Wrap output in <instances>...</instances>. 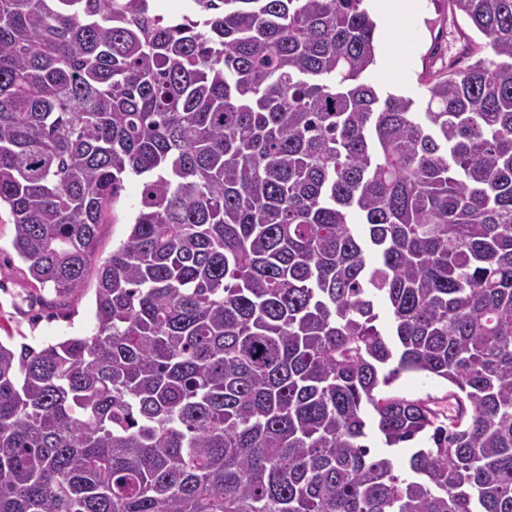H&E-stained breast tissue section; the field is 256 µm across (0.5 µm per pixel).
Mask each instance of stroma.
<instances>
[{"instance_id":"stroma-1","label":"stroma","mask_w":512,"mask_h":512,"mask_svg":"<svg viewBox=\"0 0 512 512\" xmlns=\"http://www.w3.org/2000/svg\"><path fill=\"white\" fill-rule=\"evenodd\" d=\"M437 6L433 0H421L418 14L400 32L411 44V54L396 78L385 79L379 67H372L370 81L380 94H398L412 98L417 107H424L427 91L419 80L424 57L433 40H440L447 52H455L457 43L450 29L441 33L431 31L427 22L435 18ZM138 177L126 179L115 221L100 228L98 258L110 255L113 247L124 239L140 199ZM14 226L7 211H0V339L18 344L25 342L36 347L57 342L65 336H89L95 327L94 291L84 294L68 306H61L51 287L32 283L28 265L14 251ZM391 394L411 399L428 398L440 411L448 409L446 383L421 374L402 375L389 388Z\"/></svg>"}]
</instances>
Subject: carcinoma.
Here are the masks:
<instances>
[{
  "mask_svg": "<svg viewBox=\"0 0 512 512\" xmlns=\"http://www.w3.org/2000/svg\"><path fill=\"white\" fill-rule=\"evenodd\" d=\"M194 5L0 0L13 247L59 296L96 267L92 335L0 342V512H512V0L429 21L469 31L422 112L367 0ZM141 184L138 177L131 176L125 181L121 192L119 203L115 207V224H103L100 227L97 258L103 259L112 253L120 240L124 239L129 232V224L135 213L136 206L140 199ZM387 391L411 399L430 397L433 403L431 406L448 414V386L435 378L422 374H403Z\"/></svg>",
  "mask_w": 512,
  "mask_h": 512,
  "instance_id": "cac0c4a2",
  "label": "carcinoma"
}]
</instances>
